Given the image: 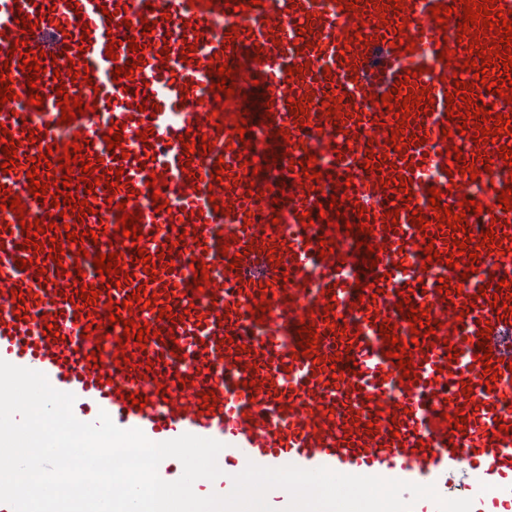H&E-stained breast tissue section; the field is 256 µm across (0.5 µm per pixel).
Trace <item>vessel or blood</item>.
I'll return each instance as SVG.
<instances>
[{
  "mask_svg": "<svg viewBox=\"0 0 512 512\" xmlns=\"http://www.w3.org/2000/svg\"><path fill=\"white\" fill-rule=\"evenodd\" d=\"M386 2L357 0L348 11L337 0H71L61 8L54 0H0V66L8 65L14 92L0 106V144L10 138L17 147L0 184L25 206L20 215L0 209V359L72 393L79 421L104 412L154 442L190 433L223 443L222 474L204 484L210 494H228L233 476L252 462L432 484L440 497L472 500V512H512V316L493 307L495 295L512 292V210L498 205L512 180L498 149H512V133L490 143L457 134L446 95L462 81L474 85L472 107L512 116V103L464 70L470 43L458 38L461 15L444 26L434 19L433 6L455 9L459 0H405L399 11L379 15ZM146 19L154 23L148 35ZM26 22L32 32H23ZM127 36L138 51L124 44ZM112 42L113 59L106 54ZM446 48L452 55L443 62ZM255 49L259 62L239 68ZM29 50L40 55L39 107L29 102L20 68ZM129 61L136 65L130 77L115 78ZM223 64L236 72L235 93L225 98L214 87ZM84 69L88 78H73ZM401 81L416 92L429 89L431 102L407 117L400 153L390 141L395 113L381 97ZM60 84L86 106L69 124L60 120ZM328 96L340 99L339 116L328 115ZM306 97L304 123L288 105ZM241 121L242 135L235 131ZM446 128L452 137H443ZM32 131L37 141H29ZM116 134L120 150L113 153L106 139ZM206 141L210 152L199 154ZM76 144L82 159L73 162V177L85 161L122 173L117 192L94 187V212L82 221L61 215L50 195L30 194L26 176L47 147ZM452 146L461 158L448 155ZM308 153L320 179L302 171ZM481 153L491 170L474 179L463 174L462 162ZM398 176L412 200H404ZM432 187L452 211L465 199L482 204V212L467 214V232L434 226ZM280 188L281 208L274 203ZM159 199L166 209L156 210ZM121 201L140 213L141 240L120 232ZM415 209L425 230L411 224ZM341 211L344 226L336 223ZM306 212L313 224L302 223ZM34 221L44 247L35 255L22 228ZM52 223L93 230L98 242L81 249L51 241ZM361 223L380 250L377 266L364 263L356 246ZM487 228L498 248L481 247ZM466 236L480 245L479 261L462 255L447 268L452 239ZM324 240L332 244L326 255ZM57 245L59 261L47 255ZM429 245L438 260H427ZM139 247L149 263L136 261ZM113 251L129 274L118 286L93 263ZM20 258L29 267L17 268ZM201 262L209 279L200 289L193 280ZM464 269L469 277H461ZM493 279L506 287L480 294ZM441 283L448 293L438 291ZM82 284L101 287L96 302L75 297ZM140 287L155 295L154 304L131 300ZM403 298L439 329L412 334L396 308ZM113 304L127 305L136 325L150 327L146 344L124 341L123 325L108 319ZM163 308L170 317H160ZM485 321L492 327L488 359L478 345ZM304 323L318 336L312 357L296 340ZM385 323L413 357L409 373L388 354L379 332ZM51 324L57 337L46 334ZM345 351L350 359L335 361ZM208 392L216 395L209 406L202 399ZM133 394L147 404H131Z\"/></svg>",
  "mask_w": 512,
  "mask_h": 512,
  "instance_id": "1",
  "label": "vessel or blood"
}]
</instances>
